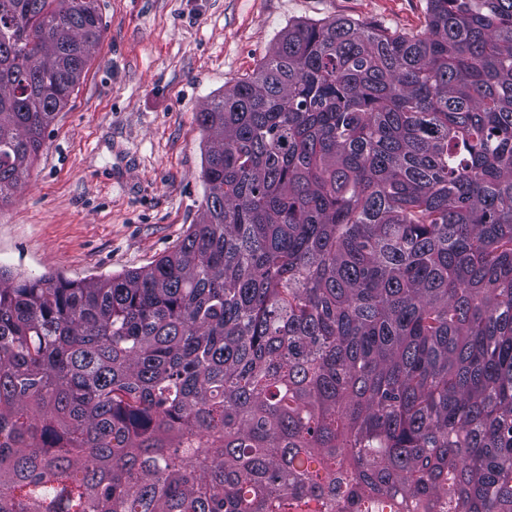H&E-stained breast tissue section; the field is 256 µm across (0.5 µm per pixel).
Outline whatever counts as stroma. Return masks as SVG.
Listing matches in <instances>:
<instances>
[{
	"instance_id": "obj_1",
	"label": "stroma",
	"mask_w": 512,
	"mask_h": 512,
	"mask_svg": "<svg viewBox=\"0 0 512 512\" xmlns=\"http://www.w3.org/2000/svg\"><path fill=\"white\" fill-rule=\"evenodd\" d=\"M103 35L26 183L0 206V267L89 281L150 265L196 223L195 115L290 24L422 29L427 0H100Z\"/></svg>"
}]
</instances>
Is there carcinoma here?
Masks as SVG:
<instances>
[{"label":"carcinoma","instance_id":"obj_1","mask_svg":"<svg viewBox=\"0 0 512 512\" xmlns=\"http://www.w3.org/2000/svg\"><path fill=\"white\" fill-rule=\"evenodd\" d=\"M103 31L0 0V203ZM138 271L0 270V512H512V0L288 25Z\"/></svg>","mask_w":512,"mask_h":512}]
</instances>
